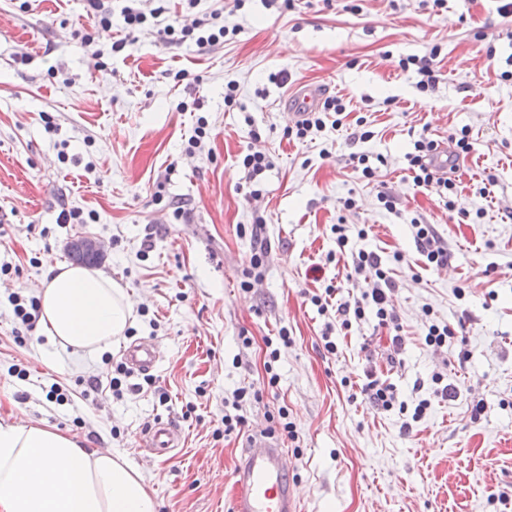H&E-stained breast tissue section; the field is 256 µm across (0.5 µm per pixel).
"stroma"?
Instances as JSON below:
<instances>
[{
  "instance_id": "35a3bbf8",
  "label": "stroma",
  "mask_w": 512,
  "mask_h": 512,
  "mask_svg": "<svg viewBox=\"0 0 512 512\" xmlns=\"http://www.w3.org/2000/svg\"><path fill=\"white\" fill-rule=\"evenodd\" d=\"M345 5L246 0L224 16L237 34L201 51L150 28L125 34L117 22L91 47L82 36L96 20L84 0H0V264L12 267L0 277V423L42 421L121 454L142 470L157 512H231L248 437L284 407L297 437L280 443L301 512H512V78L502 77L512 16L501 17V0H446L437 11L424 0H358L355 13ZM123 37L126 48L111 52ZM435 45L439 82L422 92L398 60ZM179 70L187 77L177 82ZM230 82L238 92L228 107ZM320 85L342 98L341 126L284 137L298 92ZM183 101L198 102L196 113L180 111ZM200 115L211 135L189 154ZM360 118L369 139L355 137ZM424 129L441 141L464 131L474 145L456 174L455 210L413 182L407 155ZM251 151L274 164L255 198L242 166ZM356 155L371 159L372 179ZM65 205L94 218L58 223ZM417 221L432 225L447 265L420 254ZM254 223L257 237L241 234ZM81 234L103 242L100 271L136 302L124 341L91 357L38 327L15 344L10 294L36 295ZM258 246L268 250L265 272L241 290ZM361 249L392 281L405 338L392 359L374 314L346 329L310 301L330 286L339 304L372 288V270L352 273ZM433 323L454 328L448 346H426ZM283 328L272 387L265 340ZM139 343L159 354L155 386L87 392L86 378L110 379ZM370 373L403 409L369 402L361 387ZM438 376L454 397L436 396ZM54 386L63 401L49 398ZM240 388L263 398L243 405L245 424L228 436L224 403ZM423 399L430 405L413 420ZM160 420L182 443L155 455L142 434Z\"/></svg>"
}]
</instances>
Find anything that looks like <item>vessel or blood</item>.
Here are the masks:
<instances>
[{
    "mask_svg": "<svg viewBox=\"0 0 512 512\" xmlns=\"http://www.w3.org/2000/svg\"><path fill=\"white\" fill-rule=\"evenodd\" d=\"M126 362L134 371L147 372L157 363L156 353L151 346L137 344L127 351ZM180 440L179 431L164 422L156 423L147 433V443L153 448H176ZM284 455V448L268 437L250 440L236 470L233 512H298Z\"/></svg>",
    "mask_w": 512,
    "mask_h": 512,
    "instance_id": "vessel-or-blood-1",
    "label": "vessel or blood"
}]
</instances>
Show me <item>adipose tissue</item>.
Returning <instances> with one entry per match:
<instances>
[{"mask_svg": "<svg viewBox=\"0 0 512 512\" xmlns=\"http://www.w3.org/2000/svg\"><path fill=\"white\" fill-rule=\"evenodd\" d=\"M38 298L46 336L90 355L124 339L134 320L126 290L95 269L57 266ZM0 512H156V503L121 455L40 422L1 423Z\"/></svg>", "mask_w": 512, "mask_h": 512, "instance_id": "obj_1", "label": "adipose tissue"}]
</instances>
